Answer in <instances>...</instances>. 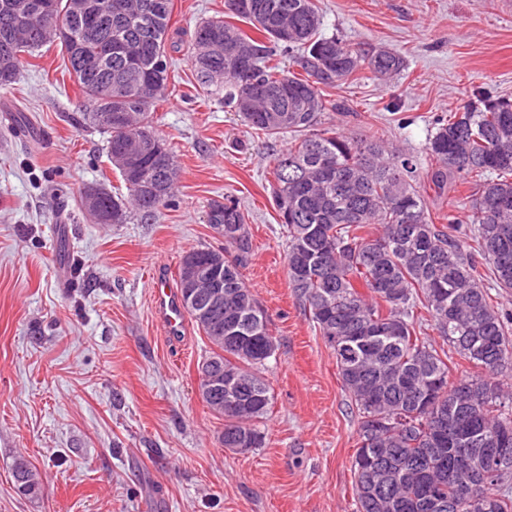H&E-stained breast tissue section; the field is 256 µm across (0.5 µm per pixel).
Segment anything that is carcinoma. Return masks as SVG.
Listing matches in <instances>:
<instances>
[{"label":"carcinoma","mask_w":512,"mask_h":512,"mask_svg":"<svg viewBox=\"0 0 512 512\" xmlns=\"http://www.w3.org/2000/svg\"><path fill=\"white\" fill-rule=\"evenodd\" d=\"M0 0V87L15 82L39 48L58 44L65 69L90 103L72 120L107 134V156L128 195L100 188L102 212L122 224L132 209L148 219L168 205L178 178L173 153L154 130L153 112L165 100L172 54L187 50L198 82L213 87L224 107L256 133L293 135L273 161L272 200L286 227L285 265L298 301L336 355L342 387L357 412L353 491L357 512H478L460 499L456 456L500 437L512 448V390L499 376L512 371V318L491 290H512V102L487 98L483 106L451 112L426 145L435 167L427 182L446 190L460 180L476 184L469 225L435 223L419 190L412 157L379 136H350L322 127L327 112L345 108L322 88L352 82L368 69L390 79L405 68L402 56L373 47L354 49L321 34L314 0H250L237 12L224 0L225 18L199 22L185 40L171 26L172 0H46L64 31L15 26ZM238 20L248 29L233 23ZM112 45L103 67L89 60ZM297 53L282 66L278 53ZM252 73L239 71L243 56ZM329 65L333 75H321ZM161 81L142 96L138 87ZM127 154L143 156L131 170ZM210 224L224 225V336L207 318L186 314L213 346L224 383L244 386L235 409L226 398L206 407L224 418V449L263 447L260 423L273 396L262 368L276 355L267 314L245 283L252 257L244 215L232 202L215 203ZM432 327L468 368L439 349ZM481 484L492 512H512V455L496 462ZM12 476L18 492L41 493L39 472L24 457ZM443 508L424 507L427 490Z\"/></svg>","instance_id":"carcinoma-1"}]
</instances>
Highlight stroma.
<instances>
[{"label":"stroma","mask_w":512,"mask_h":512,"mask_svg":"<svg viewBox=\"0 0 512 512\" xmlns=\"http://www.w3.org/2000/svg\"><path fill=\"white\" fill-rule=\"evenodd\" d=\"M323 30L404 57L385 82L370 71L326 88L346 112L326 113L346 134H377L432 160L425 143L477 95L512 100V0H315ZM224 0H173L174 27L223 16ZM19 110L29 132L0 120V512H356L352 456L357 415L336 357L298 305L284 264L286 233L269 169L288 136L255 133L205 97L178 55L173 86L154 114L179 169L175 196L154 220L97 224L85 188L124 193L106 136L71 118L90 105L43 47L0 110ZM475 187L438 193L430 213L466 219ZM235 200L252 241L245 282L278 340L263 371L273 407L263 447L225 451L223 418L198 395L210 343L195 324L168 339L152 303V277L176 278L194 249L224 246L207 221ZM41 475L35 498L18 493L16 457Z\"/></svg>","instance_id":"35a3bbf8"}]
</instances>
